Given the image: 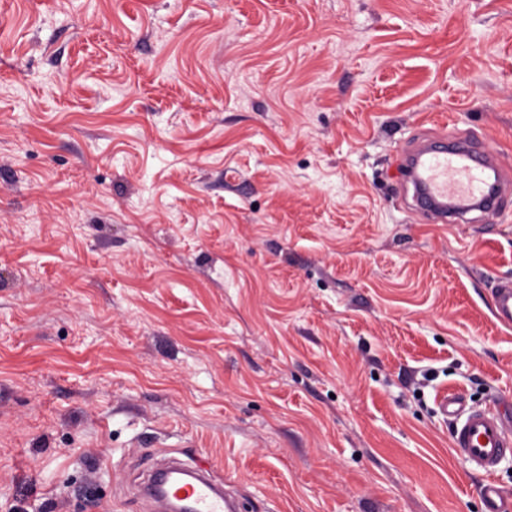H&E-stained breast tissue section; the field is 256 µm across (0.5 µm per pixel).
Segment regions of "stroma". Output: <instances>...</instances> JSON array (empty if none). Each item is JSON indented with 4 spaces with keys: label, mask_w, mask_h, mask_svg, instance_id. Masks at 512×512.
Returning <instances> with one entry per match:
<instances>
[{
    "label": "stroma",
    "mask_w": 512,
    "mask_h": 512,
    "mask_svg": "<svg viewBox=\"0 0 512 512\" xmlns=\"http://www.w3.org/2000/svg\"><path fill=\"white\" fill-rule=\"evenodd\" d=\"M440 121L512 167V0H0V512H144L171 456L239 512H482L436 398L512 402V198L407 208ZM490 306L494 318L502 325L512 326V278L499 277L490 288Z\"/></svg>",
    "instance_id": "stroma-1"
}]
</instances>
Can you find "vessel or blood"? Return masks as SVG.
I'll use <instances>...</instances> for the list:
<instances>
[{
    "label": "vessel or blood",
    "mask_w": 512,
    "mask_h": 512,
    "mask_svg": "<svg viewBox=\"0 0 512 512\" xmlns=\"http://www.w3.org/2000/svg\"><path fill=\"white\" fill-rule=\"evenodd\" d=\"M399 167L413 188L417 211L435 224L464 221L472 209L488 219L499 215L512 181L478 142L464 137L452 145L422 144L402 153ZM494 318L512 326V278L501 277L490 289ZM442 415L453 423L454 453L482 473L478 495L484 512H512V494L494 479L501 462L512 455V425L501 412L467 406L457 394L438 400ZM174 495L188 499L192 512H231L224 491L199 471L176 470Z\"/></svg>",
    "instance_id": "obj_1"
}]
</instances>
